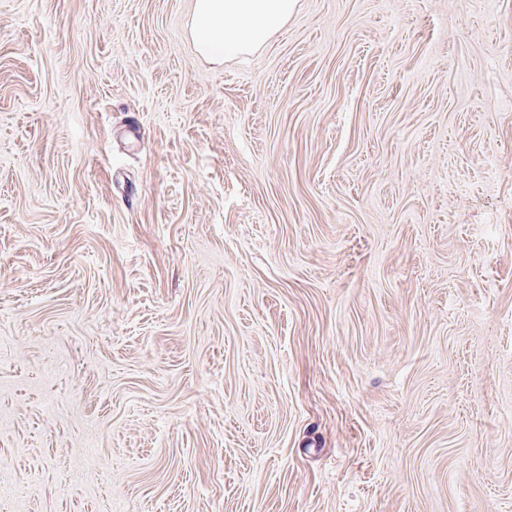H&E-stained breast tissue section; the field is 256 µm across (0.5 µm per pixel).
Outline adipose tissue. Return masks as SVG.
I'll use <instances>...</instances> for the list:
<instances>
[{
	"label": "adipose tissue",
	"mask_w": 512,
	"mask_h": 512,
	"mask_svg": "<svg viewBox=\"0 0 512 512\" xmlns=\"http://www.w3.org/2000/svg\"><path fill=\"white\" fill-rule=\"evenodd\" d=\"M297 0H195L190 34L198 49L217 58L255 51L292 15Z\"/></svg>",
	"instance_id": "1"
}]
</instances>
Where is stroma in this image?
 <instances>
[{
	"label": "stroma",
	"mask_w": 512,
	"mask_h": 512,
	"mask_svg": "<svg viewBox=\"0 0 512 512\" xmlns=\"http://www.w3.org/2000/svg\"><path fill=\"white\" fill-rule=\"evenodd\" d=\"M0 0V512H512V0ZM298 0H195L190 34L217 58L258 50L288 21Z\"/></svg>",
	"instance_id": "stroma-1"
}]
</instances>
